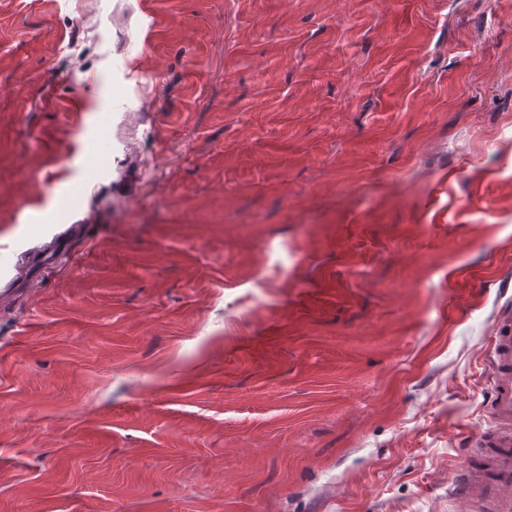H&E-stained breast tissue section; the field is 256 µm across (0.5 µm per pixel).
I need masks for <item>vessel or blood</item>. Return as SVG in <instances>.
<instances>
[{
    "label": "vessel or blood",
    "mask_w": 512,
    "mask_h": 512,
    "mask_svg": "<svg viewBox=\"0 0 512 512\" xmlns=\"http://www.w3.org/2000/svg\"><path fill=\"white\" fill-rule=\"evenodd\" d=\"M493 424L479 431L475 456L460 472L457 487L468 512H512V311L493 324L489 359Z\"/></svg>",
    "instance_id": "b4317fda"
}]
</instances>
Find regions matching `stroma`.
<instances>
[{"mask_svg":"<svg viewBox=\"0 0 512 512\" xmlns=\"http://www.w3.org/2000/svg\"><path fill=\"white\" fill-rule=\"evenodd\" d=\"M512 308V0H0V512H467Z\"/></svg>","mask_w":512,"mask_h":512,"instance_id":"1","label":"stroma"}]
</instances>
